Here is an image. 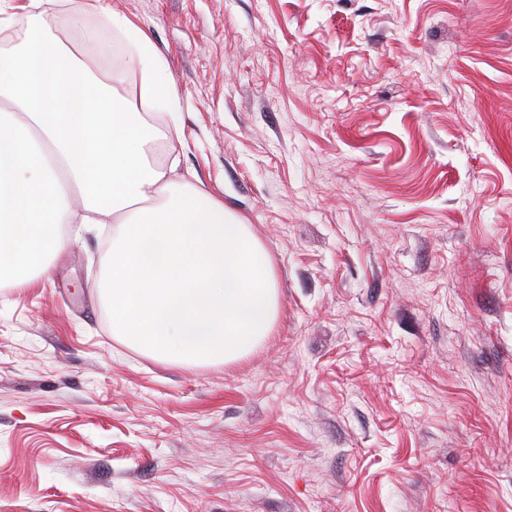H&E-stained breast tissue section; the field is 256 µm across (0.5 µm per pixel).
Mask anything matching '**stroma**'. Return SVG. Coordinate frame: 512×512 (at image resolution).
Here are the masks:
<instances>
[{"label": "stroma", "instance_id": "35a3bbf8", "mask_svg": "<svg viewBox=\"0 0 512 512\" xmlns=\"http://www.w3.org/2000/svg\"><path fill=\"white\" fill-rule=\"evenodd\" d=\"M51 32L134 45L105 15ZM154 162L249 224L279 314L187 365L112 334V227L0 288V512H512V0H105ZM108 24L123 31L128 39L137 47L136 55L129 60V67L139 70L145 79V89L153 99L167 101L172 109H176L177 101L172 94V78L158 62L157 56L137 27L126 17L109 14Z\"/></svg>", "mask_w": 512, "mask_h": 512}]
</instances>
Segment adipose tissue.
<instances>
[{
	"mask_svg": "<svg viewBox=\"0 0 512 512\" xmlns=\"http://www.w3.org/2000/svg\"><path fill=\"white\" fill-rule=\"evenodd\" d=\"M137 47L154 99L175 104L172 78L137 27L109 14ZM33 28L0 52V284L23 286L63 245L66 224H108L101 294L112 333L191 364L243 358L279 313L272 260L249 225L204 192L175 190L144 152L155 132L94 71Z\"/></svg>",
	"mask_w": 512,
	"mask_h": 512,
	"instance_id": "adipose-tissue-1",
	"label": "adipose tissue"
}]
</instances>
